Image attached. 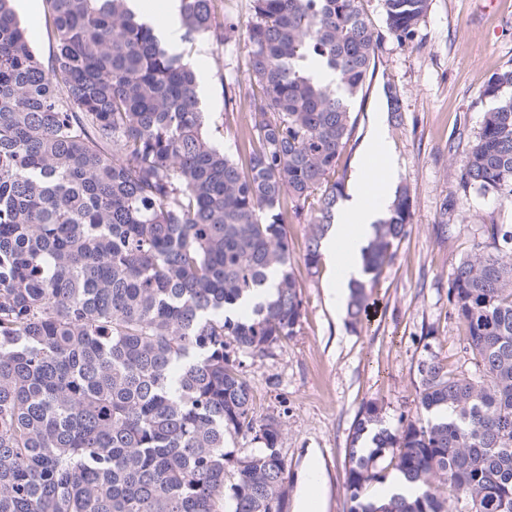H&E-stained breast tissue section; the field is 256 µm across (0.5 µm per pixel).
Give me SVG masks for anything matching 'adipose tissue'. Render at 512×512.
<instances>
[{
	"label": "adipose tissue",
	"instance_id": "1",
	"mask_svg": "<svg viewBox=\"0 0 512 512\" xmlns=\"http://www.w3.org/2000/svg\"><path fill=\"white\" fill-rule=\"evenodd\" d=\"M381 136H373L367 145L358 181L342 202L336 222L323 242V251L329 262H342L343 271L329 290L334 304L347 302L351 279L358 277L362 264V250L373 234L377 222L389 201L395 176L389 167H377L383 153Z\"/></svg>",
	"mask_w": 512,
	"mask_h": 512
}]
</instances>
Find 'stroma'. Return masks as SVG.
<instances>
[{
	"mask_svg": "<svg viewBox=\"0 0 512 512\" xmlns=\"http://www.w3.org/2000/svg\"><path fill=\"white\" fill-rule=\"evenodd\" d=\"M199 74L201 106L212 121L224 117V81L239 76L245 42L218 46L207 39L182 42ZM512 66V0H430L412 44L384 37L377 71L353 108L354 135L338 168L355 179L373 129L384 135L397 186L409 187V236L368 291V313L351 327L345 308L327 290L333 268H306L308 227L288 225L295 274L302 286L303 317L296 336L272 355L245 359L244 375L256 397V416L281 425L279 450L291 480L288 512H299L308 461L322 477L320 512H347L346 448L353 423L370 401L383 408L388 427L413 416L418 404L416 366L433 346L449 368L465 364V332L450 316L448 276L468 256L485 224H512V201L464 194L461 164L494 102L489 78ZM402 106L390 122L385 84ZM459 205L444 211L448 200ZM447 225L438 235V225ZM432 341H425V334Z\"/></svg>",
	"mask_w": 512,
	"mask_h": 512,
	"instance_id": "1",
	"label": "stroma"
}]
</instances>
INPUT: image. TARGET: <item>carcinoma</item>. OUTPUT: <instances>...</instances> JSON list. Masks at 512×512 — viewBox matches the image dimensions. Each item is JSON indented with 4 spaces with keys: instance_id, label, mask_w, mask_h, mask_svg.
Returning <instances> with one entry per match:
<instances>
[{
    "instance_id": "carcinoma-1",
    "label": "carcinoma",
    "mask_w": 512,
    "mask_h": 512,
    "mask_svg": "<svg viewBox=\"0 0 512 512\" xmlns=\"http://www.w3.org/2000/svg\"><path fill=\"white\" fill-rule=\"evenodd\" d=\"M42 61L0 0V512H285L280 425L254 418L242 358L296 335L302 291L286 225L309 227L304 263L344 197L335 177L383 34L411 42L429 0H251L241 30L214 0H180L183 40L244 39L214 140L199 80L127 0H45ZM316 62L336 74L305 73ZM390 120L401 104L384 85ZM464 151V192L512 200V67L494 74ZM249 121H241L243 113ZM401 189L364 249L347 315L409 234ZM470 367L425 343L414 418L366 403L346 448L348 512H512V225L485 224L448 277ZM252 448L228 450L225 436ZM416 488L366 495L390 471Z\"/></svg>"
}]
</instances>
